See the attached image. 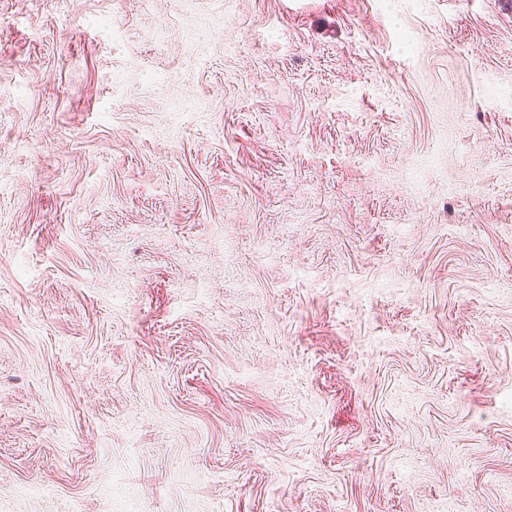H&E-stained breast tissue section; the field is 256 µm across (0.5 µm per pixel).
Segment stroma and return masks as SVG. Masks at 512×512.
Here are the masks:
<instances>
[{
    "label": "stroma",
    "mask_w": 512,
    "mask_h": 512,
    "mask_svg": "<svg viewBox=\"0 0 512 512\" xmlns=\"http://www.w3.org/2000/svg\"><path fill=\"white\" fill-rule=\"evenodd\" d=\"M0 512H512V0H0Z\"/></svg>",
    "instance_id": "obj_1"
}]
</instances>
